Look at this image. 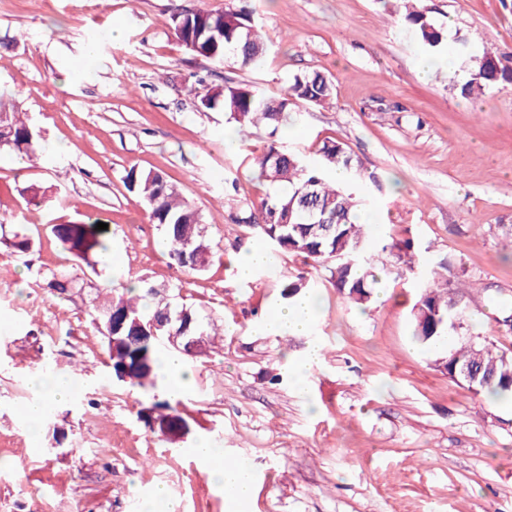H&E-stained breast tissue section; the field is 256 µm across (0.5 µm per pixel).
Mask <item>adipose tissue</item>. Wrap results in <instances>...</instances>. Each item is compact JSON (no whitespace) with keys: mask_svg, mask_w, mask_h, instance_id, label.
<instances>
[{"mask_svg":"<svg viewBox=\"0 0 512 512\" xmlns=\"http://www.w3.org/2000/svg\"><path fill=\"white\" fill-rule=\"evenodd\" d=\"M318 311L314 296H298L291 304L281 307L267 322L273 334H304ZM202 463L211 481L224 491V512H245L254 489V480L248 466L240 460L227 459L223 449L213 447L207 440H200L191 449Z\"/></svg>","mask_w":512,"mask_h":512,"instance_id":"ef3b65f1","label":"adipose tissue"}]
</instances>
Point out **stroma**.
Returning a JSON list of instances; mask_svg holds the SVG:
<instances>
[{
    "label": "stroma",
    "mask_w": 512,
    "mask_h": 512,
    "mask_svg": "<svg viewBox=\"0 0 512 512\" xmlns=\"http://www.w3.org/2000/svg\"><path fill=\"white\" fill-rule=\"evenodd\" d=\"M171 4L0 0V87L40 133L33 160L0 152V512H143L157 488L178 512H224L223 490L188 452L202 438L250 466L246 512H512V409L453 381L415 342L411 272L384 277L364 310L325 266L291 253L239 278L261 239L233 215L262 196L252 164L270 138L259 125L227 144L224 112L200 110L184 90L193 73L206 79L202 94L228 83L269 97L300 73L331 77L332 100L294 115L283 148L314 157L324 142L345 144L382 181L380 192L357 190L376 234L450 261L474 312L463 335L512 351L502 323L512 313V83L476 98L458 89L469 56L512 53V5L421 0L454 58L423 79L427 50L392 0H191L262 19L273 48L259 69L191 54L166 26ZM133 166L161 172L201 212L215 253L206 272L183 274L161 255L159 227L122 183ZM31 186L43 202L29 201ZM90 217L109 224L120 257L96 275L48 231ZM35 227L39 244L17 256L13 234ZM53 271L80 289L51 298L40 283ZM301 273L321 303L308 334L264 332L281 283ZM142 277L213 317L178 398L188 427L174 437L138 421L154 392L113 378L89 322L95 292ZM311 342L320 359L300 385L288 363ZM37 375L75 389L34 434L23 410Z\"/></svg>",
    "instance_id": "1"
}]
</instances>
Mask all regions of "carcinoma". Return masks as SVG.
<instances>
[{
    "label": "carcinoma",
    "mask_w": 512,
    "mask_h": 512,
    "mask_svg": "<svg viewBox=\"0 0 512 512\" xmlns=\"http://www.w3.org/2000/svg\"><path fill=\"white\" fill-rule=\"evenodd\" d=\"M405 10V19L414 27L422 44L437 50L442 33L417 0H396ZM168 27L173 37L189 52L214 62L233 59L245 67L258 68L272 50L262 23L241 10H207L174 4ZM473 72L460 87L465 96L479 94L500 80L512 81V55L484 54L471 59ZM332 80L318 72L294 77L278 98H269L254 86L215 85L197 96L203 111L221 109L244 135L251 126L264 124L277 132L288 123V114L309 104H323L332 96ZM39 135L19 112L16 101L0 94V149L22 158L33 157ZM320 161L287 152L276 142L254 160L257 180L269 187L258 205H243L235 214L238 224L259 230L272 245L271 255L293 253L304 260L328 262L330 279L339 292L364 306L371 301L372 288L379 283L375 271L379 253H389L410 272H418L423 282L412 307L413 338L432 355L434 365L454 380L477 392L496 398L512 397V353L499 351L476 336H458L452 347L442 348L448 336L470 318L466 289L460 277L448 278L450 266L440 260L423 264L409 241L387 242L375 238L372 225L360 222L358 208L364 200L345 186L327 178L325 170H343L353 182L368 181L381 190L378 176L365 171L340 142L326 141L319 150ZM125 189L142 203L149 218L162 231L161 245L168 263L190 274H201L212 261L208 229L199 211L158 171L130 167L122 177ZM291 221L281 223L286 212ZM98 220L52 224L50 233L74 258L102 265L112 252V236L98 230ZM35 238L13 235L10 247L27 254ZM74 279L66 273H51L43 280L44 290L64 299ZM312 285L299 276L282 285L281 297L292 300ZM210 315L184 304L174 305L166 293L143 279L137 287L122 284V292L103 305L94 306L90 323L101 329L110 359L112 376L142 388H156L160 352L156 338L149 335V322L165 321L163 333H179L180 351L188 356L204 351ZM169 399L154 401L139 410L138 418L149 429L173 434L184 419L170 415Z\"/></svg>",
    "instance_id": "1"
}]
</instances>
